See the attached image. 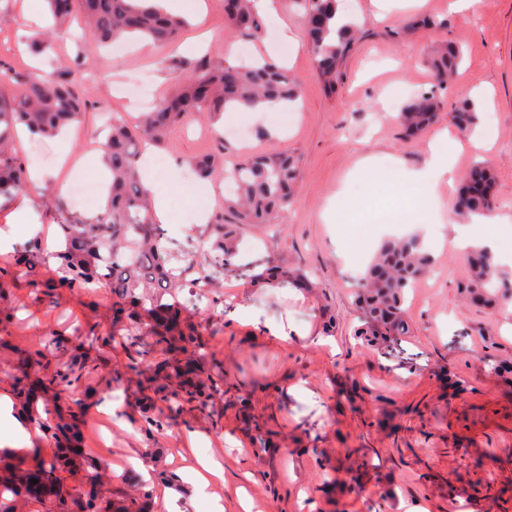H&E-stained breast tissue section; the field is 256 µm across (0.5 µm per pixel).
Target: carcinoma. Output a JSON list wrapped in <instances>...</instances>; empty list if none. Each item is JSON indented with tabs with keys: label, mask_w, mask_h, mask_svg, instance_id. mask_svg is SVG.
Listing matches in <instances>:
<instances>
[{
	"label": "carcinoma",
	"mask_w": 512,
	"mask_h": 512,
	"mask_svg": "<svg viewBox=\"0 0 512 512\" xmlns=\"http://www.w3.org/2000/svg\"><path fill=\"white\" fill-rule=\"evenodd\" d=\"M52 19L57 24L83 16L87 20L86 36L93 44H105L126 34H141L157 46L168 49L179 39L186 22L179 16L166 13L141 0H47ZM304 15L314 18L306 28L307 41L314 56L318 76L325 90L333 94L343 79V64L355 38L356 28L346 24L334 29L336 0H298ZM224 15L237 33L247 39H257L263 32V20L253 8L252 0H224ZM86 55L71 60L66 72L71 77L55 83L42 79L36 73H20L0 68L1 84H22L24 93L18 97H0V199L10 201L28 191L26 166L21 158L11 153L17 126H25L31 133L51 135L76 119L87 108L88 101L80 96L74 85L83 80ZM459 62L458 55L443 46L436 55L426 60L436 70L439 82L448 78ZM298 98L296 80L288 70L272 59H258L251 64H213L207 56L198 58L179 92L162 101L146 113L136 124L123 119L112 120L106 143L105 161L112 175L106 211L94 224L72 222L59 225L56 250L46 249L39 237L31 239L17 251L13 262L0 266V292L8 280L23 277L30 286H39L50 295L57 288L70 291H88L103 283L111 288L115 300L113 316L117 320L134 321L145 317L151 321L150 341L144 343L147 351H166L173 354H194L203 346L202 323L217 315L220 301L206 305L203 322L192 323L181 317L186 308L199 309L201 293L198 288H215L224 272L236 266L237 238L224 216L209 224V247L204 253L208 273L188 279L195 267L197 244L189 236L183 241L164 238L156 223L148 194L139 173L138 160L146 142L158 143L164 133L190 114L197 113L214 119L231 102L252 103L266 101H294ZM435 96L422 95L411 101L399 114L406 133L413 135L424 130L440 109ZM455 125L472 129L478 122L474 106L466 103L452 115ZM240 168L238 183L232 194L224 198V210L233 214L238 224H271L275 215L293 203L297 185L300 158L293 154L270 152L237 161ZM202 179L223 176L224 170L212 159L193 162ZM496 196L491 167L477 163L461 187L457 201L465 209L458 212L464 218L484 216L491 211ZM56 268L51 279L38 280L34 271L50 265ZM470 268L468 279L460 285L472 301L497 310L512 301V277L496 262L493 252L486 247H474L467 254ZM434 263L418 234L384 239L363 276L360 303L365 312L357 334L365 337L369 346L388 342L394 336H406L410 326L404 303L408 290L424 277ZM251 278L269 280L273 284L289 282L295 288H308L304 274L290 276L276 266H266ZM189 289L184 303L172 305L163 301ZM65 339L58 335L46 337L41 348L30 355L28 363L43 370L34 382L28 377L13 380L16 395L23 400L39 427L60 445L67 443L78 429L79 415L66 416L45 407L44 414L34 409L39 397L50 396L61 387L71 384L69 375L84 368L82 358L74 356L68 371L51 368V357L63 347ZM202 361L185 363L175 369L183 378L182 391H167L160 386L157 396L164 401L183 399L200 410L210 407L213 397L224 393V378L216 374L209 385L192 383ZM82 458L90 469L91 488L69 490L62 472L73 466V460ZM38 483L33 484L30 479ZM96 464L79 452L56 455L44 459L37 455L18 457L0 469V512H11L5 495L28 498H52L58 512H108L100 502L93 485Z\"/></svg>",
	"instance_id": "1"
}]
</instances>
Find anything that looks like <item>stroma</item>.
Instances as JSON below:
<instances>
[{"label":"stroma","mask_w":512,"mask_h":512,"mask_svg":"<svg viewBox=\"0 0 512 512\" xmlns=\"http://www.w3.org/2000/svg\"><path fill=\"white\" fill-rule=\"evenodd\" d=\"M189 25L177 46L159 50L133 38L90 54L97 78L83 83L88 108L64 135L30 136L16 147L28 169L48 173L27 215L54 238L59 224L96 222L106 201L75 206L61 182L94 175L89 156H102L103 112H125L127 85L143 83L152 104L180 88L191 64L203 55L213 63L237 62L239 52L279 53L297 81L300 98L291 111L259 116L224 115L219 123L195 117L173 126L152 154L159 178L168 183L166 235L202 234L208 218L224 210V182H209L207 210H199L191 159L242 158L272 151L301 159L294 203L277 224H244V261L265 259L284 270L309 275L313 286L280 284L258 288L232 272L217 296L223 317L204 332L207 361L224 373V395L199 411L188 403L160 402L164 423L158 434L143 430L148 394L134 371L138 355L128 331L112 321L108 288L83 293L58 290L46 297L23 284L9 286L0 311H14L0 347V394H12L15 368L51 334L66 345L54 363L66 367L83 356L86 369L56 406L76 410L84 445L98 465L97 488L114 506L148 500L151 512H207L191 483L164 502L169 477L196 458L219 461L226 482L217 486L226 512H241L238 488H246L262 512H395L398 502L430 512H512V305L492 313L464 302L459 290L469 275L457 245L455 187L441 184L424 208L419 231L436 260L433 271L412 288L405 303L410 333L394 337L388 349L363 346L353 335L360 311L355 302L361 278L380 241L408 231L401 224H365L346 211V191L360 198L379 183L404 180L424 168L428 144L448 133L460 149L456 178L474 163L490 165L496 179L492 209L499 223L512 225V0H346L360 38L345 64L346 76L327 93L306 46L299 6L278 0L279 21L265 20L261 40L238 37L214 0L198 13L182 0ZM421 15L434 26L405 33ZM294 40L279 42V22ZM44 0H0V64L24 72L37 68L49 80L61 78L83 44L78 27L56 31L54 46L33 59L27 38L50 26ZM459 49L462 60L447 84H439L425 61L441 43ZM432 94L443 107L419 137L406 135L397 115L412 99ZM471 100L479 114L474 132H460L450 113ZM244 126L247 141L231 129ZM378 157V175L360 173L359 162ZM61 208L45 207L46 194ZM250 314L236 320L238 309ZM335 329H327L326 321ZM285 326L288 342L273 341L267 326ZM111 335L108 345L100 336ZM330 336L331 346L319 344ZM140 458L152 480L133 470L116 473L113 463Z\"/></svg>","instance_id":"35a3bbf8"}]
</instances>
